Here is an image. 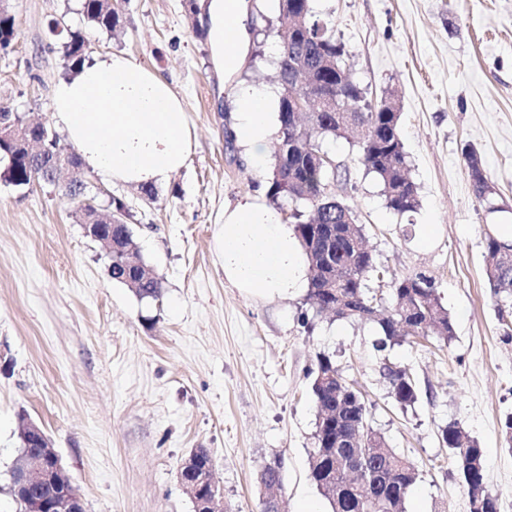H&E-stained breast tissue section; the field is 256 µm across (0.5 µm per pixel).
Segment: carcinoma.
<instances>
[{
  "label": "carcinoma",
  "mask_w": 512,
  "mask_h": 512,
  "mask_svg": "<svg viewBox=\"0 0 512 512\" xmlns=\"http://www.w3.org/2000/svg\"><path fill=\"white\" fill-rule=\"evenodd\" d=\"M128 0H80L79 13L91 27L110 33L119 25ZM278 100L279 128L273 149V169L268 196L281 210L289 211L294 231L308 262L313 315L332 312L338 319L372 322L380 338L375 348L383 351L405 336H436L448 342L455 335L453 320L443 306L433 280L423 273L394 278L390 282L391 308L383 316L367 281L384 277L370 251L353 250L351 242L365 241L364 225L345 224L337 213L344 200L332 185L347 171L321 164L323 141L340 139L337 113L322 109L306 97V88L295 80L337 97L347 108L360 113L375 141L359 140V163L382 188L387 206L398 214L417 211L420 199L416 184L407 175L408 159L400 133V113L394 104L387 111L366 100L344 60V46L331 34L328 23L315 15L311 0H279ZM50 31L63 38L66 66L73 68L91 53V45L78 31ZM18 37L16 15L0 11V44L9 47ZM464 156L474 192L489 184L479 154L470 146ZM57 157L45 154L28 160L9 144H0V171L19 185L33 175L54 178ZM112 281L128 288L140 302L151 304L162 295V281L144 260L131 266L126 254L136 248L126 227L112 226ZM484 277L500 302L512 301V244L492 235L485 239ZM390 393L401 406L413 405L419 389L404 370L386 367ZM310 391L318 409L312 448L308 451L310 478L327 499L330 512H357L361 492L375 499V512H405V500L417 479L407 458L389 448L385 439L368 427L363 394L348 384L336 364L326 356L308 373ZM442 444L458 463L467 491L470 512H498L497 499L485 483L484 449L467 436L459 422L440 430ZM207 448L192 451L193 464L184 479L192 482L211 465Z\"/></svg>",
  "instance_id": "carcinoma-1"
}]
</instances>
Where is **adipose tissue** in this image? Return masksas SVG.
<instances>
[{"instance_id":"ef3b65f1","label":"adipose tissue","mask_w":512,"mask_h":512,"mask_svg":"<svg viewBox=\"0 0 512 512\" xmlns=\"http://www.w3.org/2000/svg\"><path fill=\"white\" fill-rule=\"evenodd\" d=\"M250 0H211L205 21L225 73L242 66L251 43ZM53 115L85 164L128 185L158 187L182 170L193 140L171 86L119 54L83 61L52 92ZM270 94L239 85L233 116L238 144L263 163L278 124ZM225 277L247 294L288 299L308 286L306 255L290 225L261 197L225 212L218 231Z\"/></svg>"}]
</instances>
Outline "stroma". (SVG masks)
Returning <instances> with one entry per match:
<instances>
[{"label":"stroma","instance_id":"obj_1","mask_svg":"<svg viewBox=\"0 0 512 512\" xmlns=\"http://www.w3.org/2000/svg\"><path fill=\"white\" fill-rule=\"evenodd\" d=\"M204 0H129L120 26L85 25L79 0H12L19 34L0 51V101L29 121L53 122L54 83L70 74L50 20L82 31L95 53L122 52L183 100L193 135L185 168L157 188L107 185L122 199L138 249L163 282L154 306L112 282L99 244L59 188L0 182V512H19L10 470L22 418L42 423L79 486L86 512H193L178 472L191 449H211L224 512H259L257 474L282 462L287 512H329L309 477L317 409L308 372L319 355L366 396L368 422L417 466L406 512H469L455 459L438 440L460 422L484 450L499 512H512V340L484 280L491 224L512 225V0H314L365 96L400 101L408 173L421 206L399 215L358 163L355 139L325 141L348 180L333 186L366 226L385 281L432 277L454 324L450 342L401 341L378 352L371 323L317 316L306 295L256 300L224 277L217 233L226 208L267 194L271 161L255 166L227 143L235 91L213 61ZM253 42L241 82L279 96L277 0H251ZM480 155L496 211L475 197L464 146ZM433 225L430 245L422 225ZM407 369L420 400L401 409L384 365Z\"/></svg>","mask_w":512,"mask_h":512}]
</instances>
